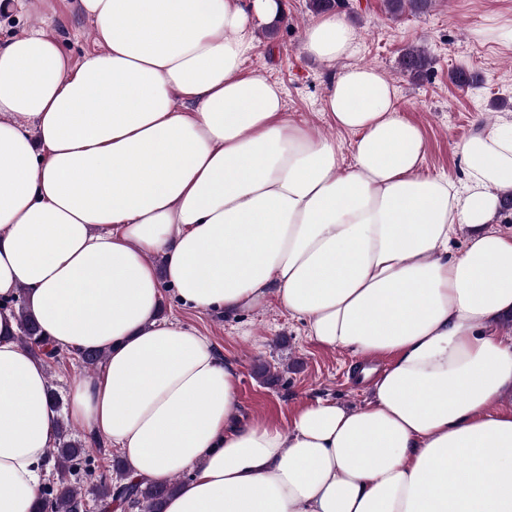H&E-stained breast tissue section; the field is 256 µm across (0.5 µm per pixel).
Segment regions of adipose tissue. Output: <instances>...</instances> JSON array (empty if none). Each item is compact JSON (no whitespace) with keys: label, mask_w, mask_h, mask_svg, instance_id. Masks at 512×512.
<instances>
[{"label":"adipose tissue","mask_w":512,"mask_h":512,"mask_svg":"<svg viewBox=\"0 0 512 512\" xmlns=\"http://www.w3.org/2000/svg\"><path fill=\"white\" fill-rule=\"evenodd\" d=\"M79 6L81 59L41 29L0 41V512H32L57 440L22 288L53 344L108 355L70 419L130 478L191 471L164 512H512V121L458 143V175L425 172L421 127L330 11L301 50L338 67L323 109L346 155L245 70L279 0ZM164 280L201 312L276 298L323 348L390 362L361 406L241 420L233 364L160 317Z\"/></svg>","instance_id":"1"}]
</instances>
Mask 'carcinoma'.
Returning <instances> with one entry per match:
<instances>
[{"label": "carcinoma", "mask_w": 512, "mask_h": 512, "mask_svg": "<svg viewBox=\"0 0 512 512\" xmlns=\"http://www.w3.org/2000/svg\"><path fill=\"white\" fill-rule=\"evenodd\" d=\"M432 4L433 0H385L387 12L396 19L405 14H424L431 9ZM398 64L403 73L418 79L430 71L431 56L423 48L412 46L402 51ZM12 304L17 307V339L31 346L46 360L59 361L61 350L50 345L49 339L26 308L25 289L19 290ZM58 436V445L49 450L52 479L42 487L40 512H84L86 496L89 494L106 510L127 503L142 508V512H162L166 498L181 483L179 478L168 484L141 478L114 486L102 478L91 490L85 491L80 486L78 472L86 461L89 449L84 442L68 438L67 425L63 421L60 422Z\"/></svg>", "instance_id": "obj_1"}]
</instances>
